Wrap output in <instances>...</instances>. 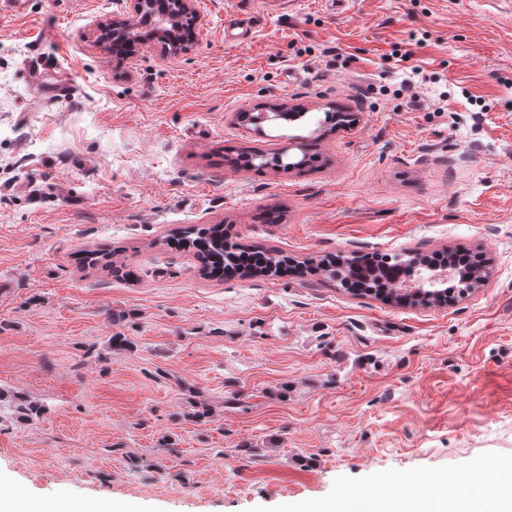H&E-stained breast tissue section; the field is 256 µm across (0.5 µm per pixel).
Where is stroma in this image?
<instances>
[{"mask_svg":"<svg viewBox=\"0 0 512 512\" xmlns=\"http://www.w3.org/2000/svg\"><path fill=\"white\" fill-rule=\"evenodd\" d=\"M195 7L186 51L148 42L119 70L94 31L130 0L0 11L13 512H367L411 478L512 498V0ZM274 104L307 117L238 119ZM309 142L317 159L297 169L232 163ZM195 224L229 225L294 267L205 278L165 243ZM95 248L111 267L83 263ZM404 249L482 255L486 281L414 306L297 271ZM118 332L126 346L110 347ZM15 396L43 412L17 419Z\"/></svg>","mask_w":512,"mask_h":512,"instance_id":"35a3bbf8","label":"stroma"}]
</instances>
